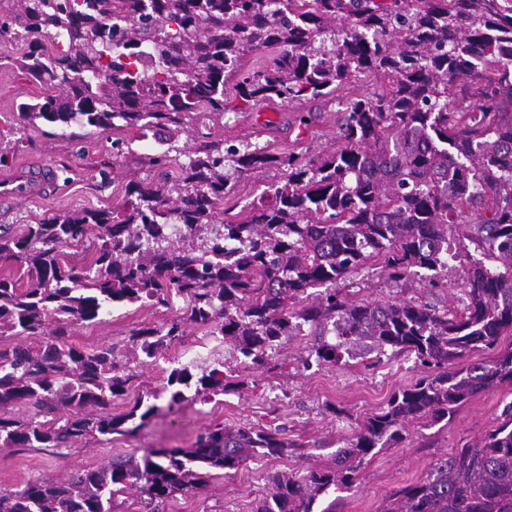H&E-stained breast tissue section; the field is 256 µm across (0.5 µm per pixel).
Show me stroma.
Instances as JSON below:
<instances>
[{
	"mask_svg": "<svg viewBox=\"0 0 512 512\" xmlns=\"http://www.w3.org/2000/svg\"><path fill=\"white\" fill-rule=\"evenodd\" d=\"M387 87V79L364 78L333 98L228 111L213 132L228 141L266 145L277 152L317 154L335 144L345 99ZM43 92V86L19 68L0 66V149L7 154L6 163L0 165V179L24 174L40 187L32 198L0 199V225L32 224L55 213L116 206L124 201L130 180L156 177L148 159L164 146L138 132L88 135L75 124L41 120L16 130L18 105L37 101ZM307 113L315 116L308 127L299 123ZM118 137L123 144L116 150L112 142ZM462 276V263L454 261L438 286L418 276L393 282L380 266L373 265L346 275L335 287L367 301L412 299L459 308L464 298ZM170 316V310L162 307L117 304L101 321L76 328L72 341L84 348L121 345L132 330L162 324ZM313 342L310 336L291 338L264 369L237 368L236 383L224 394L183 404L174 414L159 411L133 433L85 440L60 456L39 448L0 451V488L17 489L36 478L62 480L70 467L95 468L112 457L140 455L150 448L185 449L199 432L218 423L279 428L289 440L301 444L300 453L244 463L212 479L204 496L179 494L160 508V512H253L271 475L295 473L329 460L336 449L349 445L368 417L385 408L394 392L409 386L422 372L415 354L389 348L377 351L362 343L353 345L341 363L308 366L304 360ZM216 358L237 367L227 345L189 333L144 369L125 396L113 400V413L126 412L142 392L161 387L171 368ZM511 402L512 386L504 385L471 398L448 423L411 427L407 439L383 449L362 467L351 490L336 493V512H380L389 495L425 478L436 459L491 430Z\"/></svg>",
	"mask_w": 512,
	"mask_h": 512,
	"instance_id": "stroma-1",
	"label": "stroma"
}]
</instances>
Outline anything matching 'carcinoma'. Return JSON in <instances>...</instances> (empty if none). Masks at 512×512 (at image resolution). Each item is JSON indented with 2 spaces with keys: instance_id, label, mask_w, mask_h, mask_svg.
Instances as JSON below:
<instances>
[{
  "instance_id": "cac0c4a2",
  "label": "carcinoma",
  "mask_w": 512,
  "mask_h": 512,
  "mask_svg": "<svg viewBox=\"0 0 512 512\" xmlns=\"http://www.w3.org/2000/svg\"><path fill=\"white\" fill-rule=\"evenodd\" d=\"M0 7V61L20 40L18 67L52 89L18 106L19 128L43 119L100 133L135 129L167 144L149 164L183 154L179 135L213 123L237 100L283 103L336 94L361 76L388 92L346 104L338 144L316 155L224 146L212 133L173 178L131 180L123 203L0 229V451L69 448L127 434L159 407L138 398L123 414L137 369L200 328L239 363L265 366L304 327L319 330L315 362L336 364L368 340L416 355L428 372L393 394L355 441L296 475L277 473L255 512H316L349 488L366 457L411 425L450 420L475 395L512 386V348L465 363L512 333V0H10ZM277 53L260 68L246 56ZM267 168L284 181L243 208H224L229 177ZM480 215L472 219L470 215ZM177 221L182 232L169 236ZM85 247L79 261L62 248ZM467 258L463 309L414 300L366 301L330 284L375 261L392 280ZM175 315L131 333L123 348L83 349L76 326L122 303ZM224 361L170 371L167 409L221 395ZM27 406L32 413L17 416ZM278 429L211 425L192 447L128 454L64 481L0 490V512H116L135 490L146 512L178 494L206 493L219 471L288 455ZM381 512H512V405L480 440L432 464Z\"/></svg>"
}]
</instances>
